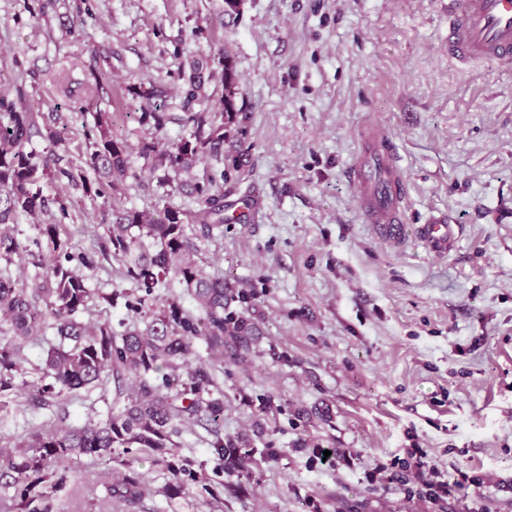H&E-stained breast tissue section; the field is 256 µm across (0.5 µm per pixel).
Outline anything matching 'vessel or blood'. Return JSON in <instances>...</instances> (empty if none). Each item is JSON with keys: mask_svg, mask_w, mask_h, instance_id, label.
Masks as SVG:
<instances>
[{"mask_svg": "<svg viewBox=\"0 0 512 512\" xmlns=\"http://www.w3.org/2000/svg\"><path fill=\"white\" fill-rule=\"evenodd\" d=\"M448 57L461 65L512 68V0H448ZM361 150L349 169L365 223L379 236L397 240L405 234L409 205L407 178L390 134L372 129L360 136ZM422 235L437 253L447 252L454 232L448 224H426Z\"/></svg>", "mask_w": 512, "mask_h": 512, "instance_id": "b4317fda", "label": "vessel or blood"}]
</instances>
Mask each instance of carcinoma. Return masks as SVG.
I'll list each match as a JSON object with an SVG mask.
<instances>
[{
	"mask_svg": "<svg viewBox=\"0 0 512 512\" xmlns=\"http://www.w3.org/2000/svg\"><path fill=\"white\" fill-rule=\"evenodd\" d=\"M217 63L224 75V111L194 109L204 85L195 70L184 82L181 115L156 103L134 113L143 126L161 129L174 119L182 127L181 138L161 151L152 142L141 146L151 172L164 171L162 184L189 171L201 156L223 154L224 115L237 112V74L230 56H218ZM16 95L0 96V261L9 265L21 255L36 273L28 279L0 271V398L25 389L48 406L82 390L104 395L110 384L114 395L101 419L75 426L63 415L34 431L24 442L23 460L0 452V512H53L71 464L83 456L110 462L119 448L150 452L165 463L174 478L166 488L170 497L184 494L190 483H209L204 469L169 461L192 422L204 424L212 436L215 475L249 472L257 465L255 453L224 435L218 374L224 359L239 361L250 348L253 293L206 271L195 243L199 234L205 240L223 237L224 225L239 220L224 214V193L214 188L224 172L193 186V208L117 210L129 146L112 134V113L96 111L93 123L82 121L84 151L76 163L65 150L69 128L58 114L27 109L22 84ZM35 137L46 142L43 150L32 147ZM50 185L65 191L50 195ZM86 199L99 209L95 247L76 251L67 224ZM26 218L35 234L23 239L18 226ZM104 261L117 262L130 289L105 291L110 278L101 288L89 287L86 272ZM174 283L185 288L194 308L163 295ZM119 297L130 316L122 329L109 319H85L96 302L111 304ZM30 342L43 345V358L31 369L24 354ZM199 342L212 362L193 367L189 359ZM131 464L127 460L129 473L121 481L106 487L114 502L130 504L142 496V477ZM5 476L10 480L3 483Z\"/></svg>",
	"mask_w": 512,
	"mask_h": 512,
	"instance_id": "1",
	"label": "carcinoma"
}]
</instances>
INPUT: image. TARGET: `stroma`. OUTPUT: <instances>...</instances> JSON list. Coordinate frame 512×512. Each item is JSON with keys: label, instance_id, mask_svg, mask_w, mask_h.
Masks as SVG:
<instances>
[{"label": "stroma", "instance_id": "35a3bbf8", "mask_svg": "<svg viewBox=\"0 0 512 512\" xmlns=\"http://www.w3.org/2000/svg\"><path fill=\"white\" fill-rule=\"evenodd\" d=\"M25 3L0 0V92L24 83L30 110L62 113L77 159L75 108L104 73L95 98L129 146L124 207L192 206L185 184L223 172L224 209L244 216L199 246L208 272L254 292L258 330L245 362L224 363V432L273 450L232 475L239 491L220 503L196 484L167 498L172 476L153 454L130 467L85 457L59 512H433L372 471L414 444L441 472L482 477L448 512L476 492L485 512H512V70L449 62L448 0H242L235 12L224 0H45L34 15ZM224 52L239 78L224 160L159 184L140 147L182 130L133 115L151 90L180 112L181 75L197 66L220 111ZM370 122L393 135L409 181L397 241L363 222L347 177ZM436 221L455 231L443 254L420 234ZM52 414L23 397L0 407L6 452ZM335 448L354 455L321 464ZM131 469L142 499L105 500Z\"/></svg>", "mask_w": 512, "mask_h": 512}]
</instances>
